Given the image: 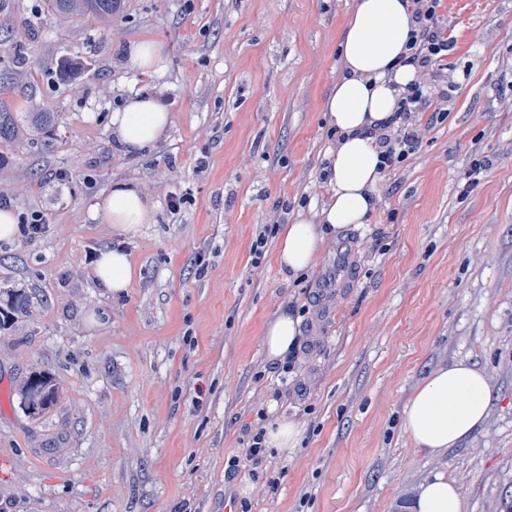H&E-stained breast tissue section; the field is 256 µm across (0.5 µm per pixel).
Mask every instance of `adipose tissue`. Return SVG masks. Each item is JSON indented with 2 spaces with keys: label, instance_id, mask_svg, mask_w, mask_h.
Here are the masks:
<instances>
[{
  "label": "adipose tissue",
  "instance_id": "ef3b65f1",
  "mask_svg": "<svg viewBox=\"0 0 512 512\" xmlns=\"http://www.w3.org/2000/svg\"><path fill=\"white\" fill-rule=\"evenodd\" d=\"M410 0H355L345 20L340 56L342 75L322 105L341 139L328 147L325 168L328 194L318 221L297 217L283 227L278 243L280 273L293 277L315 261L326 233L364 224L375 207L381 179L379 151L369 132L395 113L404 87L416 77L414 66L403 63L414 29ZM127 63L142 76L162 75L169 66L163 42L142 38L129 43ZM172 123L171 111L153 94L134 92L122 110L112 114V134L121 150L138 153L152 148ZM93 213L118 233L133 237L141 225L153 223L155 211L148 197L129 182L113 183L100 196ZM95 279L114 293L129 288L134 268L119 248L99 251L93 266ZM299 321L292 312H280L264 330L269 359H284L299 342ZM491 388L485 373L466 360L440 365L419 383L404 411L403 429L415 448L433 457L445 454L471 437L485 422ZM267 447L285 452L296 448L300 425L280 416L276 400H269ZM410 512H462L459 488L437 472L414 486Z\"/></svg>",
  "mask_w": 512,
  "mask_h": 512
}]
</instances>
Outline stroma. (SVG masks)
Instances as JSON below:
<instances>
[{
  "label": "stroma",
  "instance_id": "1",
  "mask_svg": "<svg viewBox=\"0 0 512 512\" xmlns=\"http://www.w3.org/2000/svg\"><path fill=\"white\" fill-rule=\"evenodd\" d=\"M353 4L123 0L109 17H61L45 0H0V109L15 123L0 141V197L46 221L40 235L0 240V288L35 303L0 331V512H404L437 470L460 486L463 512H505L512 0H444L446 116L421 114L422 139L382 177L366 224L327 238L313 267L287 280L279 231L328 191L322 103ZM144 37L166 45L170 66L148 83L173 122L129 155L110 119L147 83L124 55ZM477 155L490 167L461 195ZM116 181L138 184L156 210L133 238L91 213ZM341 244L349 262L322 290ZM118 245L137 275L112 295L86 257ZM284 310L300 318L292 364L270 361L262 341ZM459 359L488 375L489 416L432 457L403 431V410L431 369ZM35 370L60 384L36 421L18 395ZM272 398L303 439L267 449L256 480L244 450Z\"/></svg>",
  "mask_w": 512,
  "mask_h": 512
}]
</instances>
